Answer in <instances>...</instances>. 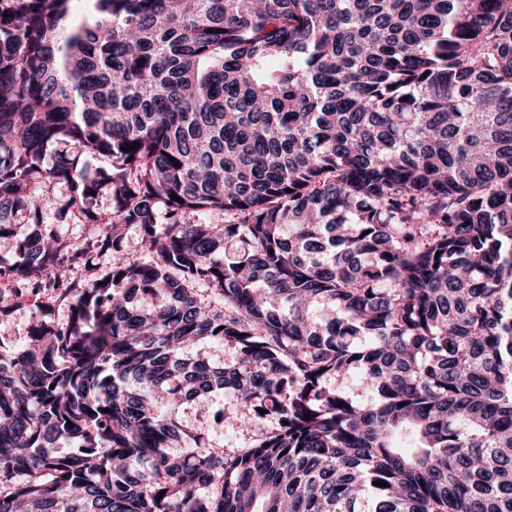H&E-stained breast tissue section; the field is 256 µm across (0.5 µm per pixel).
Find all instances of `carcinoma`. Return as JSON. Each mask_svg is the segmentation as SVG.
I'll use <instances>...</instances> for the list:
<instances>
[{
	"mask_svg": "<svg viewBox=\"0 0 512 512\" xmlns=\"http://www.w3.org/2000/svg\"><path fill=\"white\" fill-rule=\"evenodd\" d=\"M71 2L0 0V315L72 311L0 352V512H512V0ZM225 390L248 448L178 421ZM43 220L45 224H52L69 241L73 248L81 247L85 239L92 233L94 227L88 224H81L76 219L68 224H61L56 210L50 206L44 211ZM38 308L47 310L52 321L59 326L68 323L70 312L67 305L58 300L55 293L39 294L20 303L7 316H0V344L8 350H14L25 344L27 332Z\"/></svg>",
	"mask_w": 512,
	"mask_h": 512,
	"instance_id": "carcinoma-1",
	"label": "carcinoma"
}]
</instances>
